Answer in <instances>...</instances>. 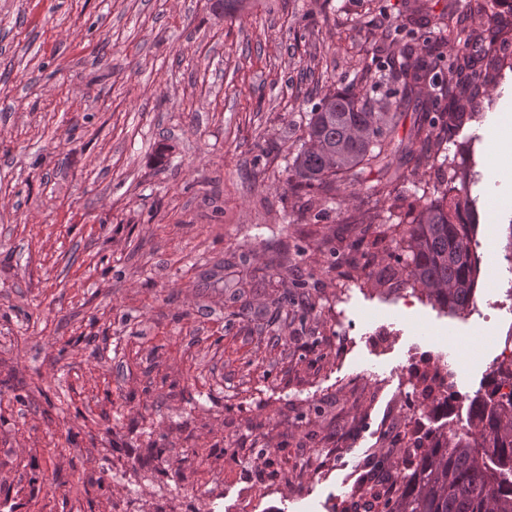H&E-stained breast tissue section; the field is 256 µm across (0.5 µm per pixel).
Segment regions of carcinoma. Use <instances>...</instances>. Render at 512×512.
I'll return each instance as SVG.
<instances>
[{"instance_id":"obj_1","label":"carcinoma","mask_w":512,"mask_h":512,"mask_svg":"<svg viewBox=\"0 0 512 512\" xmlns=\"http://www.w3.org/2000/svg\"><path fill=\"white\" fill-rule=\"evenodd\" d=\"M424 23L410 17L388 45V59L369 75L362 93L338 88L306 114L302 144L289 167L288 184L327 208L364 183L375 205L399 196L401 178L393 168L418 142L432 141L428 164L448 169V180L418 197L396 224H379L402 263L403 283L430 302L457 313L470 307L478 284L479 261L471 249L476 221L467 159L456 162L438 141L437 127L459 131L480 119L459 102L472 101L490 72L501 68L500 48L477 35L464 38L444 72V31L461 26L453 2L435 14L424 5ZM414 104L427 116L407 139L398 136L400 109ZM391 475L397 490L385 498L371 494L378 512H512V400L492 391L469 399L467 424L439 428L426 440L411 438Z\"/></svg>"}]
</instances>
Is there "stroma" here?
<instances>
[{"instance_id": "1", "label": "stroma", "mask_w": 512, "mask_h": 512, "mask_svg": "<svg viewBox=\"0 0 512 512\" xmlns=\"http://www.w3.org/2000/svg\"><path fill=\"white\" fill-rule=\"evenodd\" d=\"M406 0H0V512H360L437 356L482 389L512 340V70L451 133L481 180L475 306L380 277L356 190L297 221L306 112L363 83ZM393 216L442 172L402 163ZM281 251L307 280L282 326ZM251 288L233 299L231 283ZM270 448L272 463L257 460Z\"/></svg>"}]
</instances>
